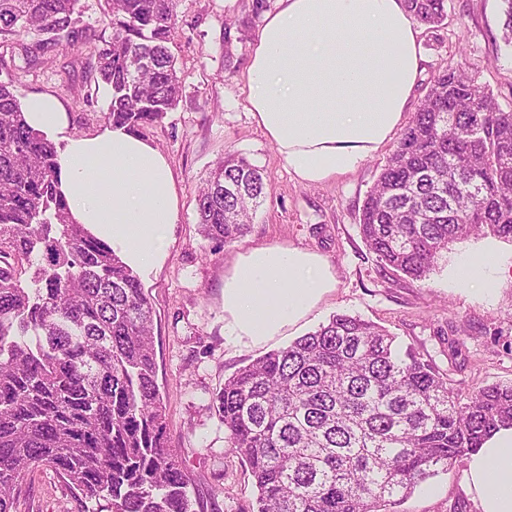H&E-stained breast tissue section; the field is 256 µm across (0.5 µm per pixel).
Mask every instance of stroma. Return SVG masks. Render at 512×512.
Returning <instances> with one entry per match:
<instances>
[{
  "mask_svg": "<svg viewBox=\"0 0 512 512\" xmlns=\"http://www.w3.org/2000/svg\"><path fill=\"white\" fill-rule=\"evenodd\" d=\"M176 0L169 47L176 59L182 97L162 122L139 129L168 159L180 220L165 237L164 259L140 273L153 307L157 377L167 396V435L196 481L199 512H253L255 489L247 466L232 453L212 407L227 377L291 339L277 336L241 345L224 335V273L239 253L258 246L312 250L336 269L327 294L304 332L337 313L386 327L401 348L447 373L456 389L471 393L512 382V243L471 238L454 244L425 280L384 269L359 233L364 200L393 151L385 146L355 172L326 183L307 184L291 173L273 142L255 124L241 93L264 10L276 0ZM86 38L30 59L27 39L0 38V81L12 83L19 102L55 96L81 136L107 124L110 93L96 81V49L112 34L104 0H80ZM422 72L410 101L418 108L433 76L466 64L476 83L500 104L512 103V45L502 39V0H448V16L420 33ZM246 157L267 175V197L247 235L222 245L203 237L196 198L213 164L225 154ZM492 248L509 265L496 275L491 295L457 287L449 276L467 256ZM461 353L450 358L449 340ZM465 469L457 466L417 487L398 512H479L466 494ZM85 504L52 469L26 475L17 512H84Z\"/></svg>",
  "mask_w": 512,
  "mask_h": 512,
  "instance_id": "35a3bbf8",
  "label": "stroma"
}]
</instances>
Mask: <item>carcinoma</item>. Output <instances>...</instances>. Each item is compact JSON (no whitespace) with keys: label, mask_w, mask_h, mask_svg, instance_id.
I'll list each match as a JSON object with an SVG mask.
<instances>
[{"label":"carcinoma","mask_w":512,"mask_h":512,"mask_svg":"<svg viewBox=\"0 0 512 512\" xmlns=\"http://www.w3.org/2000/svg\"><path fill=\"white\" fill-rule=\"evenodd\" d=\"M112 36L96 51L107 119L137 131L182 94L168 42L176 0H105ZM424 25L448 0H406ZM79 0H0V37L32 34L43 56L76 42ZM55 145L0 82V512L31 470L58 472L87 512H195L167 436L153 315L139 277L70 221ZM266 176L224 156L197 195L202 235L242 240ZM359 231L383 267L424 280L471 237L512 242V109L463 67L439 71L364 201ZM46 260L23 286L18 263ZM213 407L249 467L256 512H396L441 470L512 427V383L462 396L401 351L385 327L336 313L224 380Z\"/></svg>","instance_id":"obj_1"}]
</instances>
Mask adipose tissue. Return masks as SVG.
<instances>
[{
    "label": "adipose tissue",
    "instance_id": "obj_1",
    "mask_svg": "<svg viewBox=\"0 0 512 512\" xmlns=\"http://www.w3.org/2000/svg\"><path fill=\"white\" fill-rule=\"evenodd\" d=\"M419 36L405 0H277L266 13L243 91L252 119L300 181L353 172L392 139L422 70ZM24 115L57 146L72 219L131 268L151 270L162 231L179 221L166 157L123 126L72 135L51 95L29 100ZM336 284L334 267L315 252L250 249L224 275V334L252 344L282 335ZM466 491L480 512H512V427L469 456Z\"/></svg>",
    "mask_w": 512,
    "mask_h": 512
}]
</instances>
